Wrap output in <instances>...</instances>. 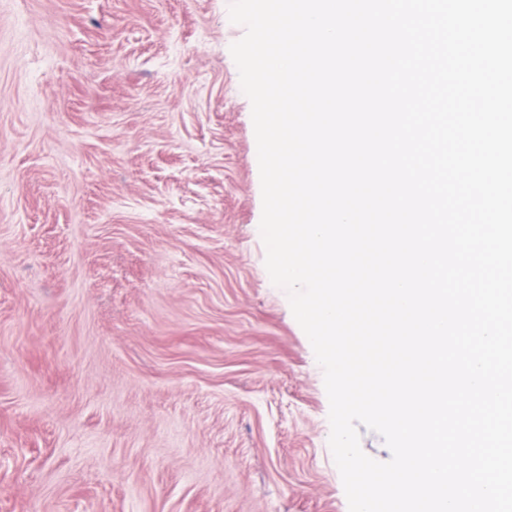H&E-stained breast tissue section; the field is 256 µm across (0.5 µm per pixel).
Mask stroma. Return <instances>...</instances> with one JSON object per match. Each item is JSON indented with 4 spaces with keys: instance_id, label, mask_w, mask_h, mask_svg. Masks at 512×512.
<instances>
[{
    "instance_id": "1",
    "label": "stroma",
    "mask_w": 512,
    "mask_h": 512,
    "mask_svg": "<svg viewBox=\"0 0 512 512\" xmlns=\"http://www.w3.org/2000/svg\"><path fill=\"white\" fill-rule=\"evenodd\" d=\"M244 33L229 0H0V512H349Z\"/></svg>"
}]
</instances>
